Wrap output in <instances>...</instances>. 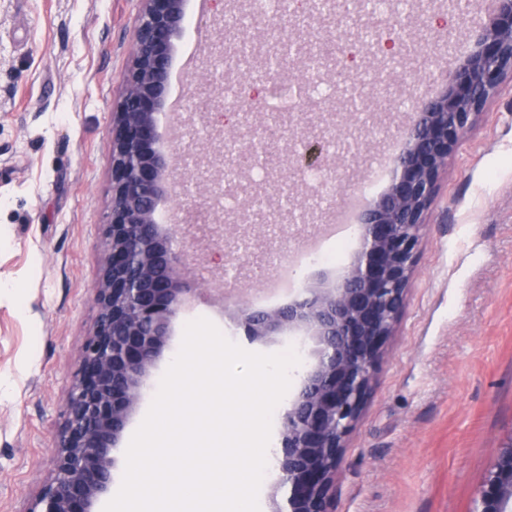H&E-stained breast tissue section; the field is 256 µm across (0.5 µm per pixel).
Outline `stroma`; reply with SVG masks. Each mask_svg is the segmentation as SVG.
I'll use <instances>...</instances> for the list:
<instances>
[{"label": "stroma", "instance_id": "stroma-1", "mask_svg": "<svg viewBox=\"0 0 512 512\" xmlns=\"http://www.w3.org/2000/svg\"><path fill=\"white\" fill-rule=\"evenodd\" d=\"M383 0L360 25L402 24L419 42L422 67L387 68L392 93L371 106L344 105L333 152L350 148L348 188L383 193L402 122L445 90L471 54L482 24L478 0L465 13L448 0ZM141 0H0V512H29L50 479L86 338L98 309L93 288L105 262L112 199V114L132 65ZM247 0H189L196 21L175 42L161 145L174 157L219 152L212 128L219 80L201 61L225 9ZM288 240L262 223L181 224L201 288L175 321L149 375L160 382L186 323L205 317L243 349L272 354L293 337L249 340L234 297L254 311L292 302L267 293L249 268L226 272L222 247L304 253L318 223ZM512 437V79L490 99L449 156L417 249L401 319L382 370L344 450L335 512H477L478 492Z\"/></svg>", "mask_w": 512, "mask_h": 512}]
</instances>
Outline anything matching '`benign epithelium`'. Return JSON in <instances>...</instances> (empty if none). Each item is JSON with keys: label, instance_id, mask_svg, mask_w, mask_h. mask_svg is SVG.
Listing matches in <instances>:
<instances>
[{"label": "benign epithelium", "instance_id": "1", "mask_svg": "<svg viewBox=\"0 0 512 512\" xmlns=\"http://www.w3.org/2000/svg\"><path fill=\"white\" fill-rule=\"evenodd\" d=\"M133 63L118 110L112 113L111 219L105 228L107 255L94 288L98 318L87 337L57 437L55 470L32 512H96L114 485V448L148 388L151 367L167 346L175 319L193 291L189 260L174 248V231L159 218V205L176 180L170 154L158 146L157 116L169 100L175 40L186 25L184 0H142ZM224 36L212 48L223 59L221 78L239 72L241 50L254 24L222 16ZM266 38L265 62L292 69H327L310 36L296 42L285 29ZM351 91L376 83L379 72L353 77L336 72ZM512 78V0H491L477 49L456 68L448 87L422 103L410 117L393 157L388 190L366 201L359 225L361 251L333 287H303L304 297L271 311H251L241 300L249 337L303 330L316 344L286 412L280 447L273 450L280 477L271 489L270 512H334L336 477L346 440L356 428L385 357V346L401 317L416 249L437 179L487 101ZM299 113L281 128L278 151L289 154L299 173L320 163V142L336 123L318 128ZM222 148L269 161L263 127L241 118L236 129L214 130ZM512 501V439L502 448L479 494L478 512H506Z\"/></svg>", "mask_w": 512, "mask_h": 512}]
</instances>
